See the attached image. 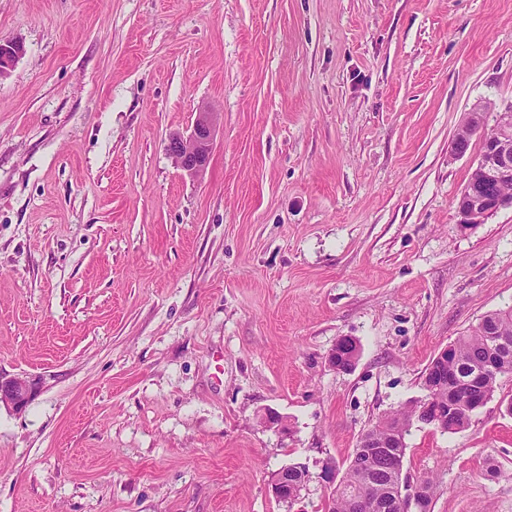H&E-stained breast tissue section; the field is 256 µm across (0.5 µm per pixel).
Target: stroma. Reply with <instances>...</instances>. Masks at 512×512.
Masks as SVG:
<instances>
[{
    "label": "stroma",
    "instance_id": "35a3bbf8",
    "mask_svg": "<svg viewBox=\"0 0 512 512\" xmlns=\"http://www.w3.org/2000/svg\"><path fill=\"white\" fill-rule=\"evenodd\" d=\"M0 512H287L512 306V209L462 225L467 113L512 106V0H0ZM216 114L203 175L165 150ZM360 359L326 362L338 337ZM512 378L414 425L431 512H512ZM288 435L260 423L264 410ZM467 124L471 126L473 129L463 126L460 127L457 134L455 136H459L460 139L454 137L450 144V154L453 155L454 158H460L466 155L469 150L471 137L477 132L483 130V114L482 112H469L465 119ZM475 129V130H474ZM476 131V132H475ZM467 140V141H465ZM361 346L357 339L351 336H341L336 340V344L331 349L328 357L329 364L340 372L351 370L359 360ZM341 356L343 362L337 363V357ZM41 384V378L27 374L10 378L0 376V406L18 413L23 411L37 395ZM303 466L306 467V471L308 473L306 483H303V474L299 470H291L288 472V466L278 470L271 477L270 487L273 496L277 501L287 504L289 511H292L290 508L302 499V492L307 490V486L313 478L309 468L305 464H303ZM290 485L299 486L288 490Z\"/></svg>",
    "mask_w": 512,
    "mask_h": 512
}]
</instances>
